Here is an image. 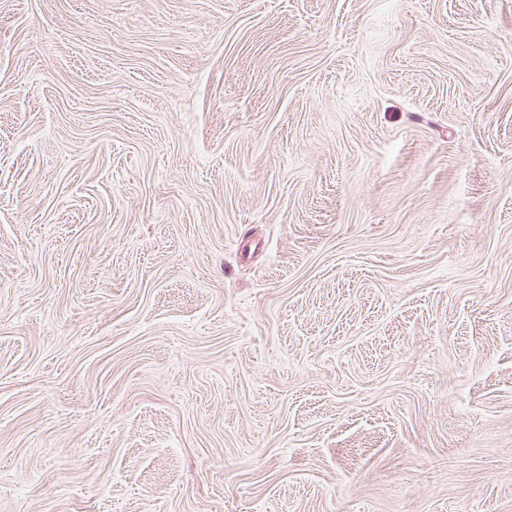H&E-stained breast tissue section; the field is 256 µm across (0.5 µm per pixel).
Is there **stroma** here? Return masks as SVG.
I'll return each instance as SVG.
<instances>
[{"label": "stroma", "mask_w": 512, "mask_h": 512, "mask_svg": "<svg viewBox=\"0 0 512 512\" xmlns=\"http://www.w3.org/2000/svg\"><path fill=\"white\" fill-rule=\"evenodd\" d=\"M0 512H512V0H0Z\"/></svg>", "instance_id": "stroma-1"}]
</instances>
